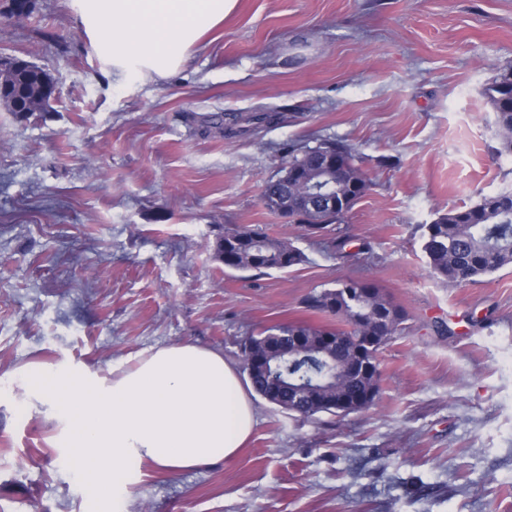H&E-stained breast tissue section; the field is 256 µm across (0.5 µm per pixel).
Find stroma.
Masks as SVG:
<instances>
[{"instance_id": "1", "label": "stroma", "mask_w": 512, "mask_h": 512, "mask_svg": "<svg viewBox=\"0 0 512 512\" xmlns=\"http://www.w3.org/2000/svg\"><path fill=\"white\" fill-rule=\"evenodd\" d=\"M0 0V55L45 69L56 99L0 105V377L29 361L107 374L193 343L240 365L276 322L330 325L303 298L343 279L399 305L375 405L305 420L255 398L234 458L142 465L125 512H512V266L448 286L426 224L512 190L484 89L512 68V0H238L169 78L116 85L73 0ZM272 120L254 125L250 118ZM233 114L234 134L211 116ZM339 140L369 192L330 236L262 201L292 144ZM285 237L305 262L242 277L225 226ZM0 391V512H100L39 416Z\"/></svg>"}]
</instances>
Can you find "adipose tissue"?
Wrapping results in <instances>:
<instances>
[{
    "label": "adipose tissue",
    "mask_w": 512,
    "mask_h": 512,
    "mask_svg": "<svg viewBox=\"0 0 512 512\" xmlns=\"http://www.w3.org/2000/svg\"><path fill=\"white\" fill-rule=\"evenodd\" d=\"M80 26L115 83L179 70L237 0H73ZM8 381L14 410L56 426L55 446L86 469L100 502L120 507L143 462L198 469L234 457L256 424L249 381L222 353L165 345L114 366L111 378L32 361Z\"/></svg>",
    "instance_id": "obj_1"
}]
</instances>
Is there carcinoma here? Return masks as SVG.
<instances>
[{"label": "carcinoma", "instance_id": "carcinoma-1", "mask_svg": "<svg viewBox=\"0 0 512 512\" xmlns=\"http://www.w3.org/2000/svg\"><path fill=\"white\" fill-rule=\"evenodd\" d=\"M52 83L44 69L25 63L0 74V103L10 112L20 111L40 99ZM484 95L496 115L498 152L512 155V69L489 83ZM321 150L336 156L341 174L336 212L310 216L305 201L287 192L282 182L270 179L266 185L271 195L288 194L289 223L308 237L329 235L371 186L351 149L335 140L313 147L288 146V168L314 182ZM422 250L431 272L447 285L475 283L512 265V190L500 192L496 201L483 196L472 206L440 215L426 225ZM215 255L224 268L243 273L283 271L305 261L304 253L288 239L249 227H224ZM305 303L336 317V326L275 323L247 337L240 345L243 356L253 350L266 353L274 346L280 351L273 361L248 368L254 391L264 398L274 386L281 387L277 407L306 419L338 415V399L366 408L379 393L378 351L400 330L402 310L374 284L355 279L311 294Z\"/></svg>", "mask_w": 512, "mask_h": 512}]
</instances>
